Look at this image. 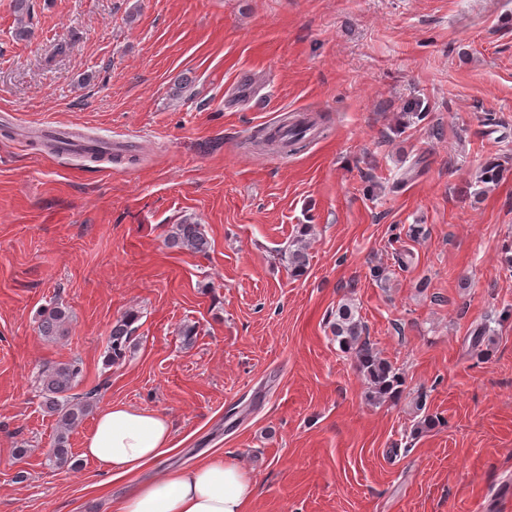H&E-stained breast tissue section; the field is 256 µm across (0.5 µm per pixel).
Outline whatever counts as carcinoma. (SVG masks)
Here are the masks:
<instances>
[{"label": "carcinoma", "mask_w": 512, "mask_h": 512, "mask_svg": "<svg viewBox=\"0 0 512 512\" xmlns=\"http://www.w3.org/2000/svg\"><path fill=\"white\" fill-rule=\"evenodd\" d=\"M325 131L326 127L309 117L292 115L285 117L275 127L261 129L251 137L250 144L263 151L296 154L305 150L310 143L307 134L311 133L316 137ZM167 246L205 254L210 249V241L201 225L185 221L173 227L167 237ZM284 258L294 273H304L308 260L306 245L296 242L284 253ZM137 319L136 312L129 311L112 324L107 346L108 362L116 363L126 356L135 332L133 324ZM68 320L69 316L64 308L56 304L47 306L39 314V332L50 339H62L67 336ZM333 334L340 346L354 354L360 372L371 385L372 393L378 397L390 398L399 392L400 376L372 347L369 337L366 336L365 325L351 307L338 309L336 321L333 323ZM81 380L82 368L75 360L49 365L39 375L45 409L56 418V434L53 448L48 451V459L60 470L76 468L69 446V436L94 408L95 391L74 393Z\"/></svg>", "instance_id": "carcinoma-1"}]
</instances>
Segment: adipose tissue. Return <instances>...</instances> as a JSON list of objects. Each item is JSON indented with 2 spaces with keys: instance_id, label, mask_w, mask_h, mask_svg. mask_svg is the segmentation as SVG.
Here are the masks:
<instances>
[{
  "instance_id": "ef3b65f1",
  "label": "adipose tissue",
  "mask_w": 512,
  "mask_h": 512,
  "mask_svg": "<svg viewBox=\"0 0 512 512\" xmlns=\"http://www.w3.org/2000/svg\"><path fill=\"white\" fill-rule=\"evenodd\" d=\"M171 443L168 419L156 411L111 404L97 414L82 442V458L110 479H129L117 512H247L255 484L241 467L210 457L142 481Z\"/></svg>"
}]
</instances>
